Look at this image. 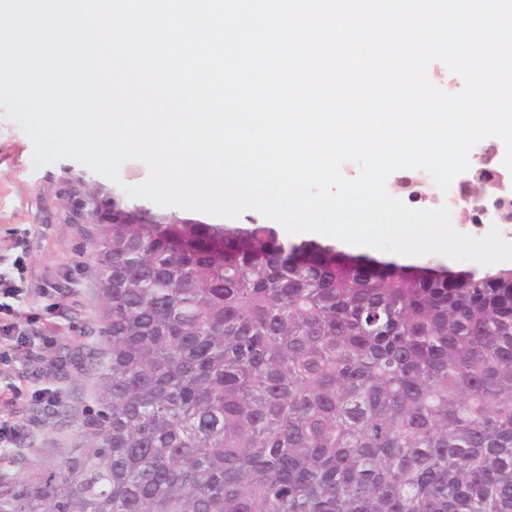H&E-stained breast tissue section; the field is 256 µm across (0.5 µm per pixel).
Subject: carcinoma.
<instances>
[{
  "instance_id": "carcinoma-1",
  "label": "carcinoma",
  "mask_w": 512,
  "mask_h": 512,
  "mask_svg": "<svg viewBox=\"0 0 512 512\" xmlns=\"http://www.w3.org/2000/svg\"><path fill=\"white\" fill-rule=\"evenodd\" d=\"M83 446L0 512H512V268L288 243L122 195Z\"/></svg>"
}]
</instances>
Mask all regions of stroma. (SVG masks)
I'll return each instance as SVG.
<instances>
[{
  "mask_svg": "<svg viewBox=\"0 0 512 512\" xmlns=\"http://www.w3.org/2000/svg\"><path fill=\"white\" fill-rule=\"evenodd\" d=\"M79 176L90 183L100 179L72 159L35 165L31 139L0 107V273L31 298L29 305L18 307L16 322L26 325L29 315L37 314L57 336L44 366L15 367L22 377L17 408L27 434L18 447H0L1 469L17 457L39 471L63 461L82 446V424L96 409L94 363L59 361L63 347L79 342L99 357L107 355L96 334L100 305L92 243L97 227L64 219L63 192ZM46 367L52 370L49 380L63 391L51 410L38 395L47 380L42 374Z\"/></svg>",
  "mask_w": 512,
  "mask_h": 512,
  "instance_id": "1",
  "label": "stroma"
}]
</instances>
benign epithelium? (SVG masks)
I'll return each instance as SVG.
<instances>
[{
	"instance_id": "benign-epithelium-1",
	"label": "benign epithelium",
	"mask_w": 512,
	"mask_h": 512,
	"mask_svg": "<svg viewBox=\"0 0 512 512\" xmlns=\"http://www.w3.org/2000/svg\"><path fill=\"white\" fill-rule=\"evenodd\" d=\"M477 178L493 183L496 191L488 195L467 192L460 201L463 212L469 214L474 224H509L512 222V173L501 169L482 167L476 163L469 167L461 183L471 188ZM97 192L92 194L89 186L80 179L72 184L69 197L67 220L79 224L112 223V191L101 183L96 184Z\"/></svg>"
}]
</instances>
